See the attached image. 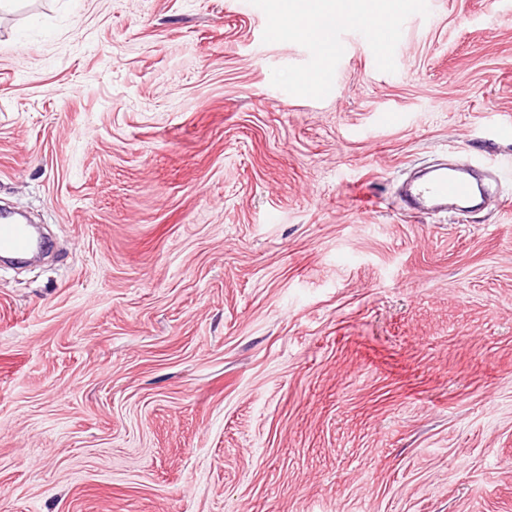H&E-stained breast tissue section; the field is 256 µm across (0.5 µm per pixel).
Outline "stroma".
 I'll return each instance as SVG.
<instances>
[{"label":"stroma","instance_id":"stroma-1","mask_svg":"<svg viewBox=\"0 0 512 512\" xmlns=\"http://www.w3.org/2000/svg\"><path fill=\"white\" fill-rule=\"evenodd\" d=\"M377 2L0 0V512H512V0ZM303 3L294 5V16L303 17L307 22H315L320 18L329 17L333 13L344 11L355 14L361 0H300ZM347 1V2H342ZM297 25L306 32L314 47H336V25L334 23L327 22L324 27L317 30H311L303 19H300ZM474 183L459 171L448 172L439 168L426 178L408 183L403 189L401 200L408 209L447 210L448 203H461L474 196ZM33 232L29 224H23L9 217L0 218V252L26 255L32 251Z\"/></svg>","mask_w":512,"mask_h":512}]
</instances>
